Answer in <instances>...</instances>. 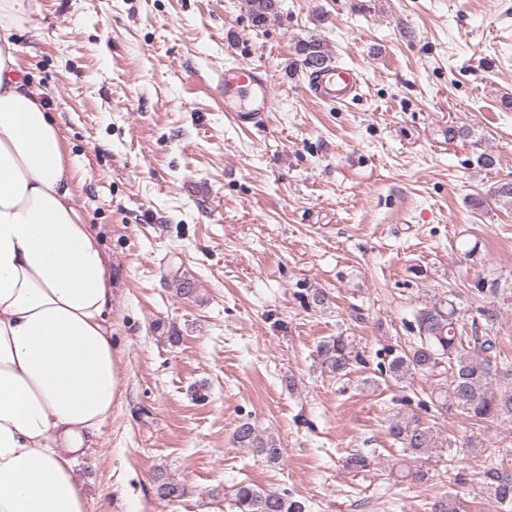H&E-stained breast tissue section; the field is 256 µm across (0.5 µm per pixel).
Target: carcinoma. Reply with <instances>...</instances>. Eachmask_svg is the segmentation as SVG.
Instances as JSON below:
<instances>
[{
  "instance_id": "cac0c4a2",
  "label": "carcinoma",
  "mask_w": 512,
  "mask_h": 512,
  "mask_svg": "<svg viewBox=\"0 0 512 512\" xmlns=\"http://www.w3.org/2000/svg\"><path fill=\"white\" fill-rule=\"evenodd\" d=\"M282 0H243V7L256 28H263L280 16ZM302 69L332 62V55L323 39L316 35L301 40L296 46ZM512 206V182H503L491 188L486 197L476 202L482 207L487 201ZM416 335L409 345H388L377 353L380 373L401 379L412 373L423 376H445V383L430 392V404L439 414L458 413L473 423L498 415H512V382L494 386L498 368L493 365L497 357V337L470 333L459 324L455 301L426 306L415 315ZM317 355L321 364L337 378L350 372L355 363L366 360L354 351L353 339L339 335L322 342ZM389 432L401 445L405 457L418 461L437 448H451L453 443L440 439L432 427L424 425L416 415H394L389 421ZM237 442L244 448H253L269 461L282 454L276 440L263 437L249 422L235 430ZM511 455L508 448H495L490 452L485 493L499 509L512 507V476L499 470L496 456ZM237 512H309L305 500L285 492L264 490L251 484L238 486L234 493Z\"/></svg>"
}]
</instances>
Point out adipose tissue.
I'll return each mask as SVG.
<instances>
[{
	"label": "adipose tissue",
	"instance_id": "adipose-tissue-1",
	"mask_svg": "<svg viewBox=\"0 0 512 512\" xmlns=\"http://www.w3.org/2000/svg\"><path fill=\"white\" fill-rule=\"evenodd\" d=\"M0 0V512H86L75 465L120 395L100 240Z\"/></svg>",
	"mask_w": 512,
	"mask_h": 512
}]
</instances>
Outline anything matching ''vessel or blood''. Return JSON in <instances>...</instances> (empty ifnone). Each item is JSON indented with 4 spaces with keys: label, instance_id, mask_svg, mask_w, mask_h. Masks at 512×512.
I'll return each mask as SVG.
<instances>
[{
    "label": "vessel or blood",
    "instance_id": "b4317fda",
    "mask_svg": "<svg viewBox=\"0 0 512 512\" xmlns=\"http://www.w3.org/2000/svg\"><path fill=\"white\" fill-rule=\"evenodd\" d=\"M308 91L313 98L344 101L355 97L360 81L353 70L320 69L307 74ZM271 110L270 80L262 67L250 64L224 69V112L239 128L261 126Z\"/></svg>",
    "mask_w": 512,
    "mask_h": 512
}]
</instances>
